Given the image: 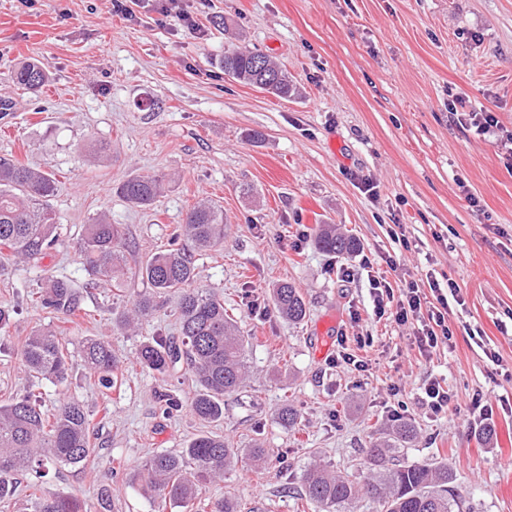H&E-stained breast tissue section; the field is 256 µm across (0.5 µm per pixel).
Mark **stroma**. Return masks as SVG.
I'll return each mask as SVG.
<instances>
[{
	"label": "stroma",
	"instance_id": "stroma-1",
	"mask_svg": "<svg viewBox=\"0 0 512 512\" xmlns=\"http://www.w3.org/2000/svg\"><path fill=\"white\" fill-rule=\"evenodd\" d=\"M112 2L0 0V99L13 104L0 119V155L60 183L57 242L41 258L0 259V307L18 310L0 334V402L25 385L24 337L61 326L69 379L43 383L44 405L74 397L92 414V462L50 467L43 492L78 496L85 512H154L134 468L211 433L235 448L263 442L271 461L207 484L200 512L230 493L261 512H304L306 467L367 476L366 448L405 421L416 434L399 443L401 462L447 464L460 512H512V167L496 137L448 114L460 96L466 111L493 112L512 133V0H179L185 22L166 15L168 0H127L122 12ZM236 46L272 57L294 95L227 78L219 61ZM29 60L46 75L35 93L12 79ZM138 173L163 181L151 206L116 192ZM202 201L223 209L227 233L223 246L189 248L196 283L223 298L249 339L246 385L215 423L187 405L189 366L163 378L136 362L141 343L179 336L176 297L135 330L112 319L147 287L141 260L169 248ZM100 215L125 228L121 292L83 267L79 240ZM320 224L353 235L358 251L317 250ZM377 276L424 294L430 281L455 282L448 345L419 353L416 321L377 318ZM51 277L80 293L71 323L26 301ZM282 281L307 302L301 323L273 306ZM361 336L374 339L368 370L337 362ZM89 337L109 341L121 361L123 385L111 395L79 354ZM432 381L448 390L437 416L422 406ZM478 391L493 397L489 418L469 408ZM164 393L179 407L163 411ZM287 402L299 412L292 429L274 418Z\"/></svg>",
	"mask_w": 512,
	"mask_h": 512
}]
</instances>
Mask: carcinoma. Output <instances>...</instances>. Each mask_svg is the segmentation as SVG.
Listing matches in <instances>:
<instances>
[{"label": "carcinoma", "mask_w": 512, "mask_h": 512, "mask_svg": "<svg viewBox=\"0 0 512 512\" xmlns=\"http://www.w3.org/2000/svg\"><path fill=\"white\" fill-rule=\"evenodd\" d=\"M224 75L239 83L263 86V90L286 98L293 92L287 74L268 56L247 48L224 51L220 60ZM45 75L35 62L23 64L14 81L33 91L43 85ZM159 179L135 174L119 187L129 203L145 207L160 194ZM59 182L50 173L35 170L7 157H0V250L9 256L38 258L54 243L58 225L50 201ZM184 234L194 247L206 250L224 241V210L201 202L186 216ZM315 246L326 253L344 255L358 248L355 239L334 224L319 225ZM89 275L114 278L126 261L123 231L105 217L85 227L79 244ZM149 288L134 299L131 311L121 313L117 322L128 328L153 314L160 299L178 296L180 344L164 338L143 344L137 352L140 365L149 372L165 375L184 361L192 369L197 389L190 399V411L199 420L224 418V396L233 394L246 382V350L249 340L224 308V300L207 288L195 285L196 273L187 255L170 249L150 256L141 267ZM278 314L288 322L300 323L307 315L306 302L292 284L281 282L272 289ZM36 304L63 317L80 311L79 299L67 280L51 279L35 298ZM86 366L98 375L99 384L110 390L118 383L119 359L106 340L89 338L82 343ZM22 360L28 389L0 404V501L15 493L16 476L34 472L42 475L51 465L84 466L91 460L90 414L75 399L63 400L55 413L47 415L42 393L36 388L49 382L63 386L68 379L69 351L62 334L42 328L25 337ZM255 465L266 459V449L256 443L250 448H232L224 437L206 433L194 438L178 453L156 452L141 462L132 479L144 494L157 503L158 512L167 507L194 512V504L209 483L224 479V473L238 460ZM364 466L371 477L360 483L348 475L328 471L314 464L302 475V498L320 512L349 509L362 496L376 499L381 512H454L448 466L418 464L390 467L386 447L368 450ZM29 512H85L76 496H47L28 485Z\"/></svg>", "instance_id": "carcinoma-1"}]
</instances>
